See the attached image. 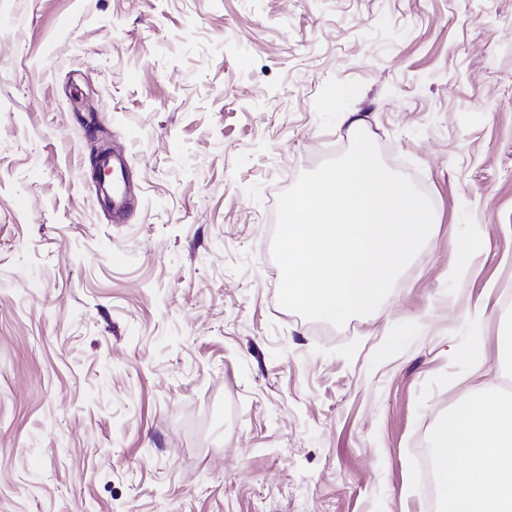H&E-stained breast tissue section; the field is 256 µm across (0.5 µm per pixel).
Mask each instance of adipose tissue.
Segmentation results:
<instances>
[{
  "label": "adipose tissue",
  "mask_w": 512,
  "mask_h": 512,
  "mask_svg": "<svg viewBox=\"0 0 512 512\" xmlns=\"http://www.w3.org/2000/svg\"><path fill=\"white\" fill-rule=\"evenodd\" d=\"M446 512H512V397L484 383L434 435Z\"/></svg>",
  "instance_id": "adipose-tissue-1"
}]
</instances>
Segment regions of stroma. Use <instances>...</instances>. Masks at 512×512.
I'll return each mask as SVG.
<instances>
[{
	"label": "stroma",
	"instance_id": "1",
	"mask_svg": "<svg viewBox=\"0 0 512 512\" xmlns=\"http://www.w3.org/2000/svg\"><path fill=\"white\" fill-rule=\"evenodd\" d=\"M331 78L435 213L340 329L272 257L352 142ZM510 322L512 0H0V512H421L416 441L512 379ZM102 164L112 170V196L106 199L107 203L112 204L123 191L125 162L121 156L111 151L102 158Z\"/></svg>",
	"mask_w": 512,
	"mask_h": 512
}]
</instances>
